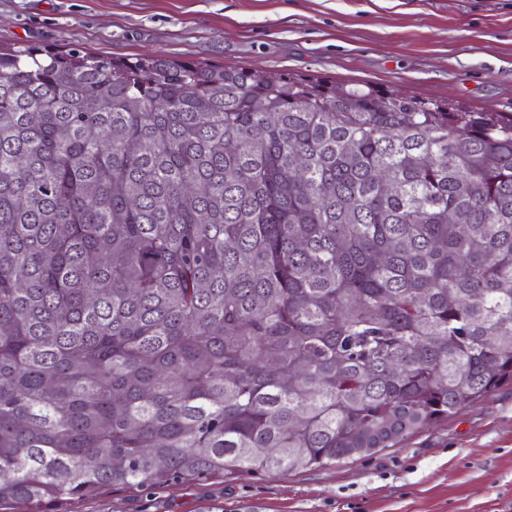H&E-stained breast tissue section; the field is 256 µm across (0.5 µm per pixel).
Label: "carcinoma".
I'll return each instance as SVG.
<instances>
[{"mask_svg": "<svg viewBox=\"0 0 512 512\" xmlns=\"http://www.w3.org/2000/svg\"><path fill=\"white\" fill-rule=\"evenodd\" d=\"M512 380V113L0 51V512L387 448Z\"/></svg>", "mask_w": 512, "mask_h": 512, "instance_id": "1", "label": "carcinoma"}]
</instances>
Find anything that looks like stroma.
<instances>
[{"label": "stroma", "mask_w": 512, "mask_h": 512, "mask_svg": "<svg viewBox=\"0 0 512 512\" xmlns=\"http://www.w3.org/2000/svg\"><path fill=\"white\" fill-rule=\"evenodd\" d=\"M163 56L370 82L512 112V0H0V46ZM512 512V383L390 448L283 477L228 474L62 512Z\"/></svg>", "instance_id": "obj_1"}]
</instances>
